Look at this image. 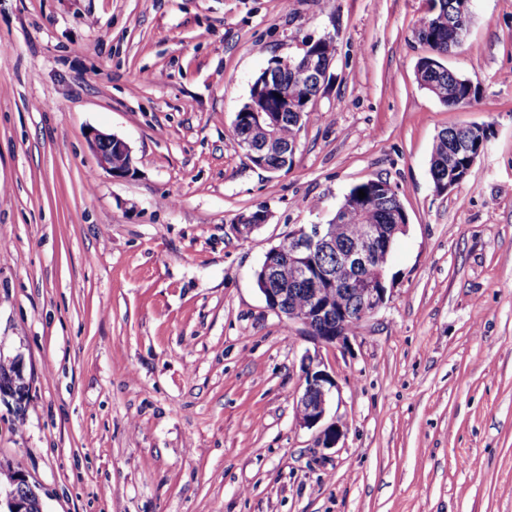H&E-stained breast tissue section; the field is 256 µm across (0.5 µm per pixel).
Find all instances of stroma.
I'll use <instances>...</instances> for the list:
<instances>
[{"label": "stroma", "mask_w": 512, "mask_h": 512, "mask_svg": "<svg viewBox=\"0 0 512 512\" xmlns=\"http://www.w3.org/2000/svg\"><path fill=\"white\" fill-rule=\"evenodd\" d=\"M426 0H0V477L44 512H512V0H473L421 89ZM335 37L289 171L233 120L258 73ZM493 136L441 195L437 134ZM124 139L102 169L87 133ZM381 178L408 225L388 300L346 344L269 310L254 272ZM262 210L248 236L235 224ZM336 382V447L300 426L303 365ZM462 0H427V26L419 29L418 40L430 49L416 64V81L448 109L467 105L476 98L477 89L468 80L449 70L443 60L448 56V42H458L459 33L467 32L466 18L460 14ZM88 142L100 167L117 178L132 177L135 169L131 148L125 140L114 134L93 130L88 135ZM113 153L117 155V159ZM25 388L15 361L9 365L0 364V394L16 396V400L21 402L25 395Z\"/></svg>", "instance_id": "stroma-1"}]
</instances>
